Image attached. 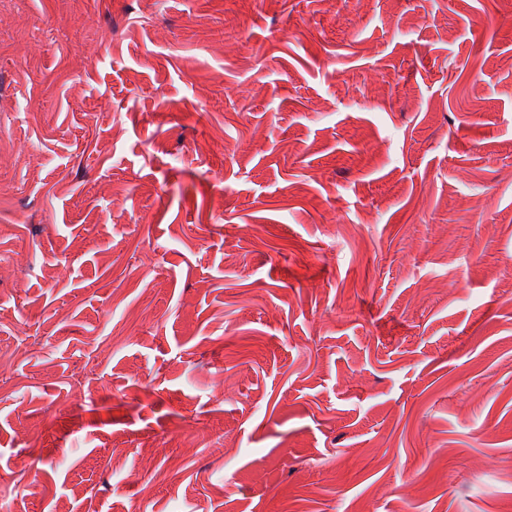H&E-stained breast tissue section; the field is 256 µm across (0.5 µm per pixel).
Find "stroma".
Wrapping results in <instances>:
<instances>
[{"label": "stroma", "instance_id": "35a3bbf8", "mask_svg": "<svg viewBox=\"0 0 512 512\" xmlns=\"http://www.w3.org/2000/svg\"><path fill=\"white\" fill-rule=\"evenodd\" d=\"M0 96V512H512V0H21Z\"/></svg>", "mask_w": 512, "mask_h": 512}]
</instances>
